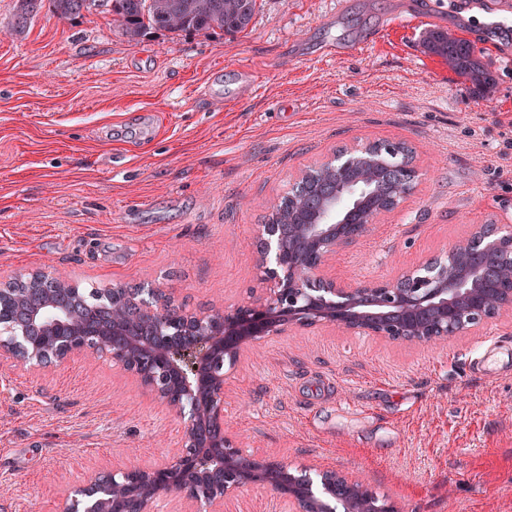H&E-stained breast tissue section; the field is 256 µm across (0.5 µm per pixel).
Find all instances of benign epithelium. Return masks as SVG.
Wrapping results in <instances>:
<instances>
[{
    "label": "benign epithelium",
    "mask_w": 512,
    "mask_h": 512,
    "mask_svg": "<svg viewBox=\"0 0 512 512\" xmlns=\"http://www.w3.org/2000/svg\"><path fill=\"white\" fill-rule=\"evenodd\" d=\"M404 149V162L389 179L405 192L383 198L366 224L350 221L354 198L372 197L361 179L331 182L310 198L311 224H281L282 214L259 225L257 268L266 287L231 309L189 310L171 288L145 293L112 289L124 319L85 321L78 301L51 299L45 288L0 286V364L45 368L74 355L108 357L134 374L157 400L185 418L181 449L157 467L94 472L65 496L62 512H155L158 497L174 490L194 512H224L226 499L261 485L288 503L289 512H399L362 482L335 471L320 473L322 493L305 474L268 456L242 453L224 433V367H233L247 341L279 335L293 325L330 322L346 329L406 343L432 344L512 312V289L488 294L512 268V235L490 222L468 238L395 279L353 285L323 274L326 257L355 243L368 225L395 210L422 173L406 144L369 142L336 152L344 170L366 150Z\"/></svg>",
    "instance_id": "obj_1"
}]
</instances>
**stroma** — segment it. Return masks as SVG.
Returning a JSON list of instances; mask_svg holds the SVG:
<instances>
[{
  "instance_id": "35a3bbf8",
  "label": "stroma",
  "mask_w": 512,
  "mask_h": 512,
  "mask_svg": "<svg viewBox=\"0 0 512 512\" xmlns=\"http://www.w3.org/2000/svg\"><path fill=\"white\" fill-rule=\"evenodd\" d=\"M336 2L258 0L234 37L131 41L115 15L46 10L19 36L15 0H0V283L43 270L241 305L272 202L353 142L406 143L422 179L326 276L389 280L474 225L512 226V31L489 34L478 0ZM447 27L490 86L423 51V32ZM328 44L354 52L322 57ZM493 336L512 342V314L435 345L290 329L243 348L224 429L290 469L348 473L400 512H512V356L476 372ZM183 432L108 358L0 366V512H56L91 471L170 461Z\"/></svg>"
}]
</instances>
